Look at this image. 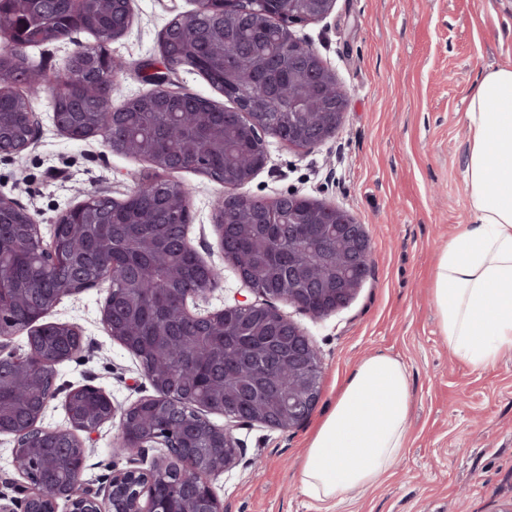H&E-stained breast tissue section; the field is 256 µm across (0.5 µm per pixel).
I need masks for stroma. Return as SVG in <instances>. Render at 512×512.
I'll list each match as a JSON object with an SVG mask.
<instances>
[{"mask_svg":"<svg viewBox=\"0 0 512 512\" xmlns=\"http://www.w3.org/2000/svg\"><path fill=\"white\" fill-rule=\"evenodd\" d=\"M194 8L193 0H131L130 30L109 46L124 65L113 105L151 90L147 76L162 67V30ZM293 31L346 89L344 121L333 138L308 150L268 137L269 162L244 192L271 201L295 191L348 210L368 227L373 269L348 307L325 318L281 304L320 348V402L295 430L258 424L237 430L244 451L213 488L224 512H319L299 488L302 455L354 366L383 352L407 369V447L393 470L332 512H496L512 499V351L480 371L456 358L439 334L432 288L439 252L468 220L463 113L478 72L512 63V0H336L327 18ZM94 42L78 32L64 44L29 48L28 55L51 78L72 51ZM146 167L101 139L71 140L46 121L33 148L0 158V192L26 207L46 237L55 219L88 193L125 197ZM171 178L190 193V244L220 272L200 310L248 295L224 261L213 223L222 185L191 170ZM108 288L104 282L64 297L47 314V321L76 325L84 336L82 352L57 365L55 385L91 384L126 407L154 390L100 322ZM117 434V425L100 428L85 484L98 486L111 467H124L111 452Z\"/></svg>","mask_w":512,"mask_h":512,"instance_id":"35a3bbf8","label":"stroma"}]
</instances>
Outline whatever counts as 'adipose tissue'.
I'll return each mask as SVG.
<instances>
[{
	"instance_id": "obj_1",
	"label": "adipose tissue",
	"mask_w": 512,
	"mask_h": 512,
	"mask_svg": "<svg viewBox=\"0 0 512 512\" xmlns=\"http://www.w3.org/2000/svg\"><path fill=\"white\" fill-rule=\"evenodd\" d=\"M469 221L439 254L440 336L475 370L512 351V64L482 69L463 114ZM410 388L404 364L377 354L354 369L301 461L310 500L344 501L403 456Z\"/></svg>"
}]
</instances>
